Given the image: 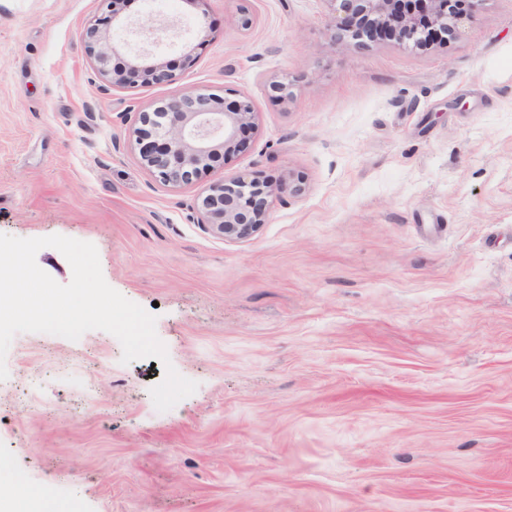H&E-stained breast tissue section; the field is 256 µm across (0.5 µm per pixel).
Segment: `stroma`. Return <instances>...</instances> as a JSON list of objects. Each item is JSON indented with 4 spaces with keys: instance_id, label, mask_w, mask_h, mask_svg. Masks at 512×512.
Segmentation results:
<instances>
[{
    "instance_id": "35a3bbf8",
    "label": "stroma",
    "mask_w": 512,
    "mask_h": 512,
    "mask_svg": "<svg viewBox=\"0 0 512 512\" xmlns=\"http://www.w3.org/2000/svg\"><path fill=\"white\" fill-rule=\"evenodd\" d=\"M100 13L0 0V233L94 244L198 388L160 412L163 365L112 334H17L0 487L41 512H512V0L425 49L332 41L329 0H131L182 35L150 45L173 84L127 88L80 38ZM232 90L243 151L185 185L142 166L140 113ZM236 175L301 189L231 241L198 205Z\"/></svg>"
}]
</instances>
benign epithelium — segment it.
Masks as SVG:
<instances>
[{
    "instance_id": "benign-epithelium-1",
    "label": "benign epithelium",
    "mask_w": 512,
    "mask_h": 512,
    "mask_svg": "<svg viewBox=\"0 0 512 512\" xmlns=\"http://www.w3.org/2000/svg\"><path fill=\"white\" fill-rule=\"evenodd\" d=\"M101 2L104 15L84 28L81 38L104 72L110 56L127 48L112 43L110 29L127 30L131 23L121 15L120 0ZM327 2L334 11L333 40L347 35L360 43L367 38L410 45L423 42L430 33H454L478 0H415L407 9L398 8V0ZM135 78L162 85L173 82L175 73L158 55L139 48L129 51L128 68L112 72V85L124 86ZM254 120L252 101L244 94L236 93L232 100L206 93L181 94L152 112L140 113L135 143L142 165L160 181L188 184L219 154L227 159L240 152ZM283 190L254 178H226L203 198V223L215 226L226 239L247 238L267 223L273 198Z\"/></svg>"
}]
</instances>
